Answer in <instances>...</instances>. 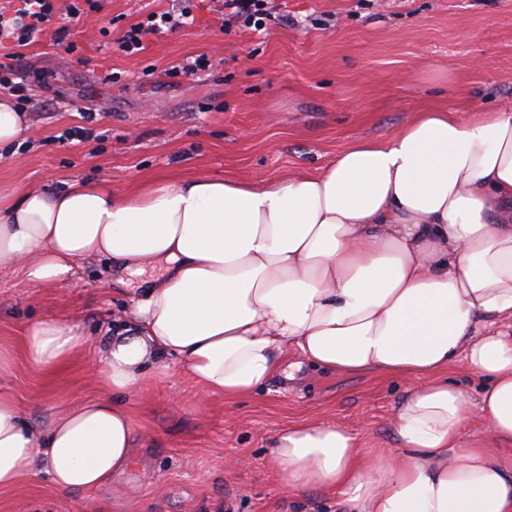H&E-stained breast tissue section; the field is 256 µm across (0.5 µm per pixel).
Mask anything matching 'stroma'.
<instances>
[{"mask_svg": "<svg viewBox=\"0 0 512 512\" xmlns=\"http://www.w3.org/2000/svg\"><path fill=\"white\" fill-rule=\"evenodd\" d=\"M290 25L222 29L218 0H100L73 27L62 58L52 30L23 48L32 100L15 159L0 160V189H60L79 179L135 191L142 183L203 174L267 185L315 172L361 139L384 140L417 112L460 113L512 100V0H279ZM191 7L193 26L147 37L133 57L116 46L149 11ZM109 36H101V27ZM209 70L169 84L165 72L196 56ZM118 75L104 82L105 73ZM91 126L92 139L62 143ZM137 275L116 286L106 257L77 261L64 284L40 287L0 270V349L6 381L35 424L99 398L94 354L80 347L58 370L27 359L26 326L41 319L111 335L136 298ZM410 381L303 366L256 393L207 392L179 360L148 367L124 395L140 439L134 465L93 491L62 493L47 475L0 489V512H348L328 490L285 487L269 461L282 429L333 423L361 448L394 445V416Z\"/></svg>", "mask_w": 512, "mask_h": 512, "instance_id": "1", "label": "stroma"}]
</instances>
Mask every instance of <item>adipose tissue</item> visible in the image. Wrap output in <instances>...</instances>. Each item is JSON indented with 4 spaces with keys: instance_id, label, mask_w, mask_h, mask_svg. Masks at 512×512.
<instances>
[{
    "instance_id": "1",
    "label": "adipose tissue",
    "mask_w": 512,
    "mask_h": 512,
    "mask_svg": "<svg viewBox=\"0 0 512 512\" xmlns=\"http://www.w3.org/2000/svg\"><path fill=\"white\" fill-rule=\"evenodd\" d=\"M108 255L143 280L127 320L96 343L106 390L33 424L0 381V488L47 474L62 492L126 472L135 434L117 394L177 358L208 391L254 393L287 351L344 375L415 380L396 447L363 452L335 424L279 431L269 450L291 489L336 491L349 512H512V106L429 110L314 174L265 185L217 176L115 193L74 181L0 193V269L57 285ZM86 339L30 323V362L53 370ZM462 363L479 391L444 377ZM486 422L477 441L467 422Z\"/></svg>"
}]
</instances>
